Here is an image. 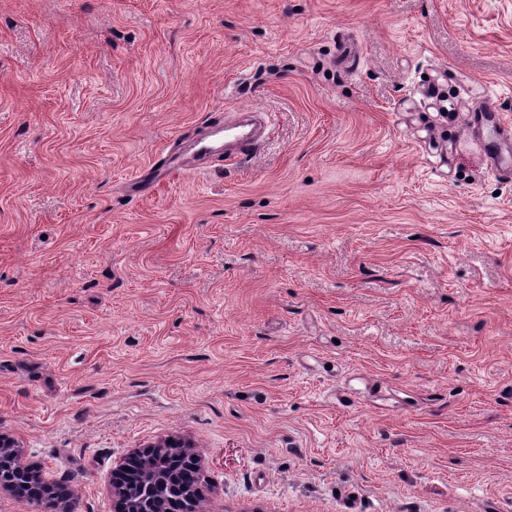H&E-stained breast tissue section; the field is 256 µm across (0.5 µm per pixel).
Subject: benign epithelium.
<instances>
[{"label": "benign epithelium", "instance_id": "7a95c632", "mask_svg": "<svg viewBox=\"0 0 512 512\" xmlns=\"http://www.w3.org/2000/svg\"><path fill=\"white\" fill-rule=\"evenodd\" d=\"M183 457L191 459L195 468H200L193 445L182 439H169L139 455L140 461L145 463L140 474L153 489V497L147 501L131 495L127 487L132 485V476L119 470L113 483L114 512H171V504L176 501L181 505L180 512H199L197 491L178 478L177 461ZM18 477L50 488V483L40 473L22 464L18 446L0 437V490H12Z\"/></svg>", "mask_w": 512, "mask_h": 512}]
</instances>
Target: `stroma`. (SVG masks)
Returning a JSON list of instances; mask_svg holds the SVG:
<instances>
[{
	"label": "stroma",
	"instance_id": "35a3bbf8",
	"mask_svg": "<svg viewBox=\"0 0 512 512\" xmlns=\"http://www.w3.org/2000/svg\"><path fill=\"white\" fill-rule=\"evenodd\" d=\"M490 106L512 0H0V436L69 512L174 437L204 512H512ZM250 115V131L238 130L242 125L225 124L219 126L208 137L197 141L193 154L198 161L214 154L224 152V161L239 160L256 152L265 142L268 135L263 112L248 110Z\"/></svg>",
	"mask_w": 512,
	"mask_h": 512
}]
</instances>
